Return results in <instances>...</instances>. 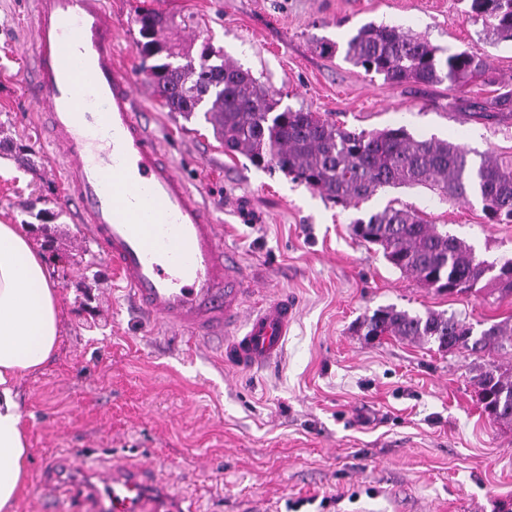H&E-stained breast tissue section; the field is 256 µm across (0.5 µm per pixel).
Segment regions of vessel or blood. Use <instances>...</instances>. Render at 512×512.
<instances>
[{
	"label": "vessel or blood",
	"mask_w": 512,
	"mask_h": 512,
	"mask_svg": "<svg viewBox=\"0 0 512 512\" xmlns=\"http://www.w3.org/2000/svg\"><path fill=\"white\" fill-rule=\"evenodd\" d=\"M32 18L28 88L65 161L67 197L102 257L145 313L196 340L224 336L236 366L277 357L293 307L281 299L245 313L248 277L138 112L104 0H33ZM76 494L98 512H160L138 470L93 471Z\"/></svg>",
	"instance_id": "vessel-or-blood-1"
}]
</instances>
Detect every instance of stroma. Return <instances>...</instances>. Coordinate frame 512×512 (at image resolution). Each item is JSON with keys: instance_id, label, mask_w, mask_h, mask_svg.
I'll return each instance as SVG.
<instances>
[{"instance_id": "stroma-1", "label": "stroma", "mask_w": 512, "mask_h": 512, "mask_svg": "<svg viewBox=\"0 0 512 512\" xmlns=\"http://www.w3.org/2000/svg\"><path fill=\"white\" fill-rule=\"evenodd\" d=\"M31 0H0V222L28 224L49 258L61 336L42 373L17 380L31 453L15 512H45V464L65 456L69 483L113 461L148 462L151 489L171 512H502L512 505V424L492 422L471 379L512 349L479 357L360 328L381 307L455 314L475 331L512 321V298L487 288L437 292L356 239L354 219L388 202L418 211L480 258L512 257V224L489 223L480 199L439 201L422 186L390 188L342 207L278 171L225 153L203 115L169 111L149 84L136 12L173 16L168 36L201 42L249 70L281 107L316 112L355 131L406 127L452 141L472 161L512 157V113L478 112L443 82L395 84L322 54L362 25L386 23L445 52L487 58L478 98L512 91V43L475 23L467 0H108L113 52L140 85L137 107L166 157L199 193L224 245L252 280L249 304L290 298L288 336L271 364L226 362L220 337L200 343L147 318L101 256L64 193V168L29 100ZM28 146L17 156L16 146ZM49 208L48 230L31 222Z\"/></svg>"}]
</instances>
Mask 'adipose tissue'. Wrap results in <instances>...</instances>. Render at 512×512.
I'll list each match as a JSON object with an SVG mask.
<instances>
[{"label":"adipose tissue","instance_id":"ef3b65f1","mask_svg":"<svg viewBox=\"0 0 512 512\" xmlns=\"http://www.w3.org/2000/svg\"><path fill=\"white\" fill-rule=\"evenodd\" d=\"M59 340V296L43 253L17 225L0 223V512H15L29 459L16 380L39 372Z\"/></svg>","mask_w":512,"mask_h":512}]
</instances>
